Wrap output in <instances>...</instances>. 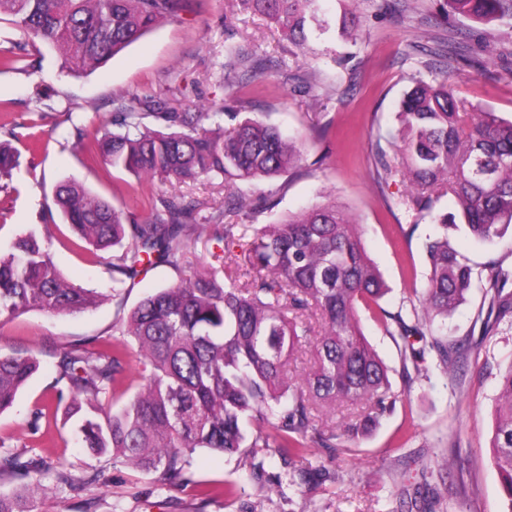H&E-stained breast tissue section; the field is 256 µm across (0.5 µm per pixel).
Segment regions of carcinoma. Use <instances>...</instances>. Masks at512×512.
<instances>
[{
	"label": "carcinoma",
	"instance_id": "obj_1",
	"mask_svg": "<svg viewBox=\"0 0 512 512\" xmlns=\"http://www.w3.org/2000/svg\"><path fill=\"white\" fill-rule=\"evenodd\" d=\"M187 0H0V16L31 40L55 48L67 72L92 71L138 41L159 21L178 16ZM282 28L288 40L308 42L323 31L318 0H238ZM448 12L480 23L512 28V0H447ZM6 69L26 68V46L0 57ZM152 95L134 96L112 113V129L93 135L87 151L113 169L157 177L169 184L200 175L224 183L273 178L287 173L296 147L263 121L246 118L224 131V118L238 113L167 112ZM404 129L405 169L382 159L378 176L408 179L400 200L407 210L428 213L442 232L426 238L429 273L418 303L406 314L380 306L388 293L362 240V225L334 202L284 217L274 224H225L224 212L199 217L197 205L173 196L157 198L138 217L92 195L74 182L55 190V205L76 236L96 256L112 250L113 281L123 283L155 264L179 279L143 298L128 315L121 335L137 346L147 369L137 391L115 411L127 393L128 342L95 338L82 348L58 353L59 377L72 398L33 411L38 422L57 414L80 415L78 432L93 455L112 458L160 474L181 477L198 448L227 457L254 459L271 447L293 460L309 448L336 447L342 438L370 435L380 417L393 409L396 395L389 368L365 336L359 310L372 312L390 336L403 341L402 356L417 355L411 336L430 338L439 365L453 375L460 345L433 328L477 289L496 307L498 318L512 321V266L473 267L448 237L462 224L477 241L493 242L512 230V121L491 112L476 116L457 99L448 79L418 80L399 112ZM19 153L0 142V180L11 177ZM453 212L434 211L443 196ZM223 228L215 240L222 253H210L204 270L190 260L188 242L207 225ZM252 239L233 252L234 243ZM93 289L66 281L35 236L18 238L0 252V318L38 309L74 313L97 302ZM321 320L314 363L307 378L294 383L285 362L311 332L309 312ZM32 351L0 353V414L10 410L39 370ZM340 403L357 406L339 426L322 422L317 412ZM507 510L512 512V363L499 372L490 443ZM11 472L26 486L0 493V512H35L40 463L25 465L0 454V473Z\"/></svg>",
	"mask_w": 512,
	"mask_h": 512
}]
</instances>
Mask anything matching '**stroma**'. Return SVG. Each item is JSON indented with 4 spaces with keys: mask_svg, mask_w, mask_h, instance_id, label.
Instances as JSON below:
<instances>
[{
    "mask_svg": "<svg viewBox=\"0 0 512 512\" xmlns=\"http://www.w3.org/2000/svg\"><path fill=\"white\" fill-rule=\"evenodd\" d=\"M445 5V0H410L406 7L394 0H320L330 27L311 33L302 48L264 16L242 10L237 0H190L177 18L160 22L91 74L67 73L59 53L45 45L30 50L28 71L0 68V140L11 141L20 153L10 190L0 191V209L9 212L0 223V250L18 236L34 234L48 243L66 279L103 296L96 308L82 313L32 311L0 321L1 353L32 350L41 360L14 407L0 414L6 451L47 463L41 481L49 492L39 499V512H397L402 492L424 469L443 475L446 483L432 512H503L490 439L498 374L512 362V324L497 322L478 291L448 320L449 339L468 348L452 377L425 342L415 341L418 358L404 361L396 341L362 318L367 339L393 369L397 402L371 436L345 443L338 457L326 448L311 449L309 462L338 472L335 480L292 483L293 466L274 449L262 454L258 479L250 461L200 448L190 458L186 483L163 488L154 472L89 455L63 419L35 434L28 429L30 410L68 388L57 379L59 350L111 337L133 306L178 279L161 265L115 287L111 252L91 258L61 220L54 201L61 181L78 183L140 216L152 197L177 195L206 213L225 210L230 224H272L332 198L363 226L365 248L390 288L383 307L397 312L403 300L424 291L423 242L434 230L432 218L400 206L407 191L402 177H377L380 159L402 163L398 112L406 91L416 79L444 77L457 98L512 119V28L448 15ZM346 10L357 18L351 39L339 33ZM238 46L278 75L277 82L265 84L237 67L251 101L244 110L223 84L226 50ZM144 94L168 99L176 112L215 104L241 110L292 138L299 158L287 176L243 186L266 197L269 210L249 217L229 212L228 193L217 177L202 175L174 186L139 180L80 149L81 134L110 125L120 101ZM34 122L46 146L32 154L26 143ZM451 239L474 266L512 262L510 238L481 245L460 230ZM61 471L83 481V488L59 483ZM227 480L239 489L229 502L210 493Z\"/></svg>",
    "mask_w": 512,
    "mask_h": 512,
    "instance_id": "obj_1",
    "label": "stroma"
}]
</instances>
